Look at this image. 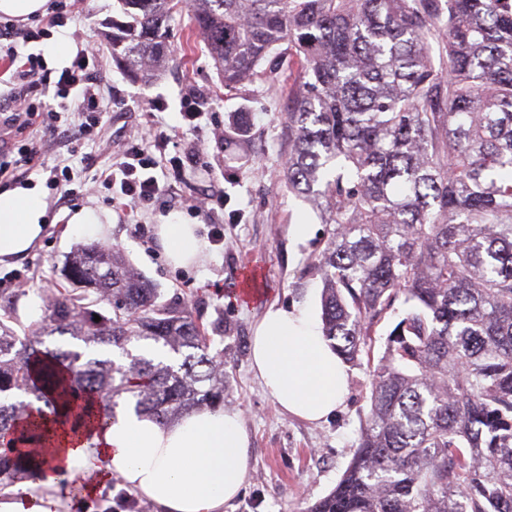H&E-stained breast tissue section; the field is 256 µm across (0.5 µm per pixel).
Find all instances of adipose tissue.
<instances>
[{
    "label": "adipose tissue",
    "instance_id": "ef3b65f1",
    "mask_svg": "<svg viewBox=\"0 0 512 512\" xmlns=\"http://www.w3.org/2000/svg\"><path fill=\"white\" fill-rule=\"evenodd\" d=\"M49 227L40 185L0 189V264L27 256ZM156 232L170 262L197 264L195 225L174 215ZM252 368L287 413L317 422L336 413L348 393V374L314 313L269 306L256 325ZM45 459L35 482L0 501V512H60L58 476L85 472L119 477L160 512H224L243 486L250 438L236 413L196 410L162 424L129 411L107 424L62 411L44 422Z\"/></svg>",
    "mask_w": 512,
    "mask_h": 512
}]
</instances>
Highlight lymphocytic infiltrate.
Listing matches in <instances>:
<instances>
[{"label": "lymphocytic infiltrate", "mask_w": 512, "mask_h": 512, "mask_svg": "<svg viewBox=\"0 0 512 512\" xmlns=\"http://www.w3.org/2000/svg\"><path fill=\"white\" fill-rule=\"evenodd\" d=\"M68 10L67 0H52L48 24L18 26L0 22V63L11 67L12 87L7 94L13 106L0 113V178L27 177L41 155L42 142L55 141L61 132L63 113L77 114L79 122L71 130L78 139H99L105 135L103 117L109 105L98 77L99 54L96 47L79 49L70 67L58 80H51L39 55L19 60L16 42L30 43L43 38L49 27L61 25ZM39 131L40 140L30 138ZM153 163L141 144L124 147L101 179L114 198L137 207L166 195L164 184L152 173Z\"/></svg>", "instance_id": "1"}]
</instances>
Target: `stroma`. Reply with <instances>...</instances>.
I'll return each mask as SVG.
<instances>
[{
  "mask_svg": "<svg viewBox=\"0 0 512 512\" xmlns=\"http://www.w3.org/2000/svg\"><path fill=\"white\" fill-rule=\"evenodd\" d=\"M115 0H75L64 24L48 39L18 45L19 55L46 53L50 43L65 39L74 46L106 41L116 16ZM192 16L182 6L168 23L170 61L151 83L128 77L104 52L99 75L112 90L105 116L110 139L80 140L73 149L46 152L30 173V181L45 185L57 159L71 167L93 192H80L65 207L45 199L56 222L41 245L12 266L0 265V298L15 303L24 325L41 314L39 291L62 283L66 256L81 245L96 242L88 232L75 231L69 215L83 206L107 214L112 227L109 244L120 245L129 262L155 288L162 300L186 303L210 336L211 351H223L229 388L224 407L237 411L250 435L245 481L239 496L224 512H306L308 505L332 490L354 453L361 422L370 408L368 364L348 366L349 394L344 406L325 421L310 423L281 410L250 370V342L255 322L268 306L307 307L321 314L322 283L311 264L325 247L329 227L305 202L288 193L282 182L288 157V92L297 80L288 57L262 64L256 76L225 89L203 42L187 46ZM191 99L202 116L183 137L201 153L196 166L174 168L175 148L152 146L148 154L155 175L169 184L171 210L197 227L205 259L188 267L174 266L155 235L159 211L150 206L129 209L95 180L112 155L134 133L150 124L178 128L184 99ZM163 104L152 114L151 102ZM223 196L214 216L224 229V241L211 240V227L195 207L205 195ZM71 475L59 486L66 512H158L157 506L119 479L98 482L94 496L73 491Z\"/></svg>",
  "mask_w": 512,
  "mask_h": 512,
  "instance_id": "obj_1",
  "label": "stroma"
}]
</instances>
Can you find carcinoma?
Listing matches in <instances>:
<instances>
[{
  "instance_id": "1",
  "label": "carcinoma",
  "mask_w": 512,
  "mask_h": 512,
  "mask_svg": "<svg viewBox=\"0 0 512 512\" xmlns=\"http://www.w3.org/2000/svg\"><path fill=\"white\" fill-rule=\"evenodd\" d=\"M181 0H117L112 59L150 81ZM193 25L232 89L283 45L288 191L332 225L314 269L322 332L347 363L403 305L370 365L353 458L306 512H512V0H193ZM442 47L434 64L432 43ZM29 327L0 309V489L32 477L24 414L122 402L167 423L224 403V352L186 304L162 303L119 247L66 257ZM100 321H94V316ZM68 336L128 359L50 348ZM133 340L178 365L127 349Z\"/></svg>"
}]
</instances>
